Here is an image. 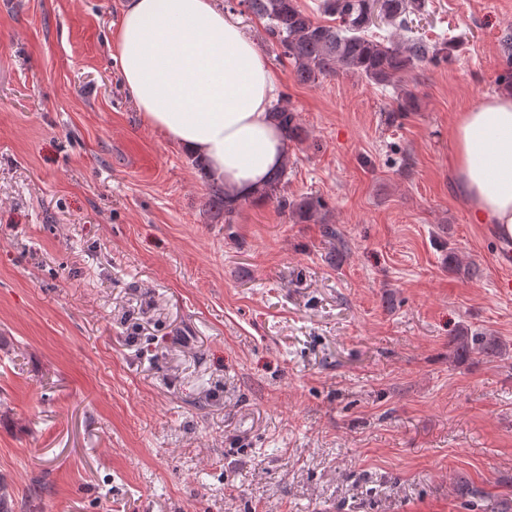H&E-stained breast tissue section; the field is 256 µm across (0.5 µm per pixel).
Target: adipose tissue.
<instances>
[{"label": "adipose tissue", "mask_w": 512, "mask_h": 512, "mask_svg": "<svg viewBox=\"0 0 512 512\" xmlns=\"http://www.w3.org/2000/svg\"><path fill=\"white\" fill-rule=\"evenodd\" d=\"M123 80L143 122L223 182L256 197L287 142L271 113L266 58L218 0H126L114 36ZM452 173L476 223L512 240V91L460 112Z\"/></svg>", "instance_id": "1"}]
</instances>
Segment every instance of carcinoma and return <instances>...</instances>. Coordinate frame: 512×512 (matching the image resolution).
Returning a JSON list of instances; mask_svg holds the SVG:
<instances>
[{
  "label": "carcinoma",
  "instance_id": "carcinoma-1",
  "mask_svg": "<svg viewBox=\"0 0 512 512\" xmlns=\"http://www.w3.org/2000/svg\"><path fill=\"white\" fill-rule=\"evenodd\" d=\"M368 3L369 0H319L318 11L328 17L325 23L300 10L295 0H239L238 5L266 20L268 35L292 65L297 81L303 84H315L345 72L358 74L376 85L387 86L400 75L424 64L438 65L453 57L454 40L433 44L410 35V16L424 10L425 0H383L385 20L409 33L402 40L388 42L368 35ZM416 109L415 97L404 92L397 98L392 114L399 117ZM272 115L284 130L287 144H301L308 139L307 130L287 100L276 103ZM290 163V159H285L283 166L261 187L258 196L277 203L298 224L322 223L324 237L342 242L339 230L325 222L327 204L322 197L310 194L288 198ZM204 179L212 220L222 224L233 223L240 203L227 200L223 184L207 175ZM448 351L457 362L473 356L490 360L504 356L499 337L485 332L473 335L458 333L448 337Z\"/></svg>",
  "mask_w": 512,
  "mask_h": 512
}]
</instances>
